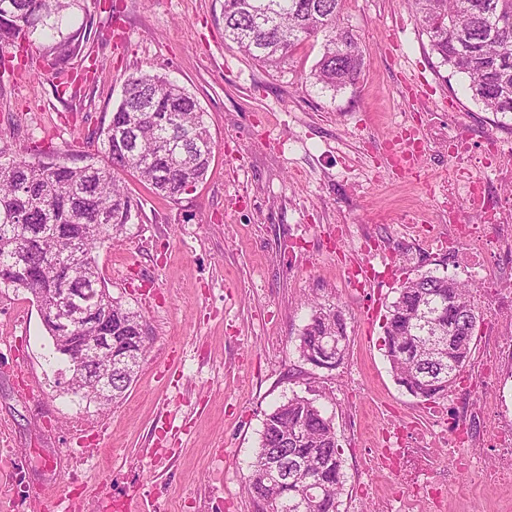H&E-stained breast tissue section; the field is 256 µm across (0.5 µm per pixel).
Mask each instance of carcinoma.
Returning a JSON list of instances; mask_svg holds the SVG:
<instances>
[{
  "instance_id": "obj_1",
  "label": "carcinoma",
  "mask_w": 512,
  "mask_h": 512,
  "mask_svg": "<svg viewBox=\"0 0 512 512\" xmlns=\"http://www.w3.org/2000/svg\"><path fill=\"white\" fill-rule=\"evenodd\" d=\"M344 0H224V39L249 58L278 67L297 47L322 38L321 58L306 80L338 91L364 67L357 38L343 23ZM441 64L467 80L483 109L512 115V0H410ZM88 0H0V30L11 44L34 47L55 80L68 71L86 39ZM104 162L69 166L25 157L0 158V285L32 295L44 306L68 293L104 317L112 342V395L88 389L90 365L68 355L82 322L61 330L45 320L53 358L65 365L66 391L102 407L117 404L149 346L139 314L112 296L99 273L97 251L128 230L139 214L121 175L131 173L159 196L177 201L206 177L214 142L205 112L185 87L149 72L129 77L100 132ZM475 284L429 270L407 279L388 306L385 356L399 386L424 402L448 397L470 362L481 312ZM296 350L335 370L348 336L334 304L310 303ZM440 337L439 354L426 336ZM288 474L281 484L275 468ZM315 487L308 512H339L342 458L333 419L316 400L297 394L265 414L260 446L246 488L260 512H296L293 503Z\"/></svg>"
}]
</instances>
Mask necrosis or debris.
<instances>
[{
	"instance_id": "1",
	"label": "necrosis or debris",
	"mask_w": 512,
	"mask_h": 512,
	"mask_svg": "<svg viewBox=\"0 0 512 512\" xmlns=\"http://www.w3.org/2000/svg\"><path fill=\"white\" fill-rule=\"evenodd\" d=\"M481 126L459 117L448 125V158L454 176L445 189L448 226L420 235L409 227L406 249L447 257L455 275L483 284L479 297L489 312L483 326L484 356L477 369L463 371V395L441 416L439 433L448 447L463 449L461 466L479 470L481 451H498L497 475L512 476V141L490 135L482 172L467 163Z\"/></svg>"
}]
</instances>
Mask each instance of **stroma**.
Instances as JSON below:
<instances>
[{
  "label": "stroma",
  "instance_id": "35a3bbf8",
  "mask_svg": "<svg viewBox=\"0 0 512 512\" xmlns=\"http://www.w3.org/2000/svg\"><path fill=\"white\" fill-rule=\"evenodd\" d=\"M91 8L92 25L64 97L27 64L0 74V154L33 144L55 161L82 164L126 80L152 71L198 101L214 141L209 171L178 201L131 174L140 216L122 241L97 252L113 296L139 312L149 352L124 398L108 410L57 386L59 361L30 294L0 289V421L6 458L21 463L29 493L0 479V512H30V497L66 498L98 512L104 488L146 512H256L245 476L267 412L293 395L316 399L336 428L344 491L339 512H371L389 495L393 512L418 473L447 469L431 439L428 404L402 390L384 356L388 304L403 281L434 269L417 257L402 273L357 290L352 263L381 267L405 217L444 224L448 114L485 116L462 76H449L408 0H346L345 26L364 68L333 92L305 83L321 57L311 41L266 68L224 39L223 0H115ZM414 126L427 144L421 175L396 169L398 139ZM336 304L349 336L333 371L299 357L307 297ZM38 387L25 389L26 376ZM78 417L97 421L76 435ZM407 433L402 480L372 472L370 449L392 425ZM84 454L81 473L61 455ZM447 488L443 512H500L501 485L468 470Z\"/></svg>",
  "mask_w": 512,
  "mask_h": 512
}]
</instances>
